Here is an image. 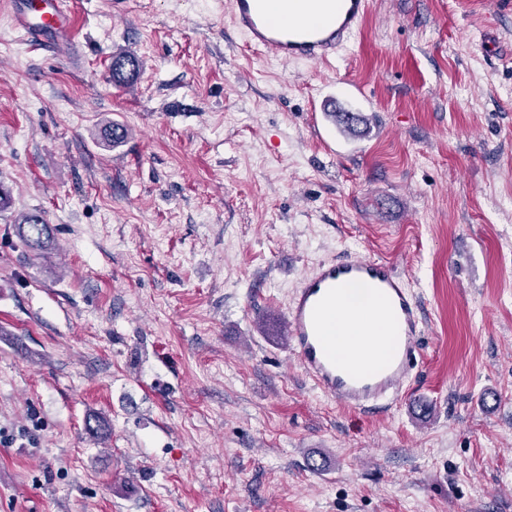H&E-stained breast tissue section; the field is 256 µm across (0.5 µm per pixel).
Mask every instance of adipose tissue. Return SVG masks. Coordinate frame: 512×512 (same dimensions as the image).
<instances>
[{"label":"adipose tissue","mask_w":512,"mask_h":512,"mask_svg":"<svg viewBox=\"0 0 512 512\" xmlns=\"http://www.w3.org/2000/svg\"><path fill=\"white\" fill-rule=\"evenodd\" d=\"M358 306V311L351 314L340 309L327 313L323 318L322 337L337 357L351 356L361 365L376 367L388 356L393 327L374 295L364 294Z\"/></svg>","instance_id":"1"}]
</instances>
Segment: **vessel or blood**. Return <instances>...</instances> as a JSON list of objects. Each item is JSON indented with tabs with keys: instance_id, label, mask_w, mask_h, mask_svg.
<instances>
[{
	"instance_id": "obj_1",
	"label": "vessel or blood",
	"mask_w": 512,
	"mask_h": 512,
	"mask_svg": "<svg viewBox=\"0 0 512 512\" xmlns=\"http://www.w3.org/2000/svg\"><path fill=\"white\" fill-rule=\"evenodd\" d=\"M322 0H282L285 24L274 22L263 0H231V16L251 48L283 62L322 63L335 57L359 30L369 0H337V8L321 24L305 21L306 12ZM16 28L30 41L66 33L71 26L68 0H7ZM371 288L380 292L398 334L393 353L382 368L359 372L336 360L325 348L319 323L335 306L338 288ZM422 317L418 300L394 266L386 261L351 256L324 261L300 282L287 310L286 331L291 352L314 387L345 407L358 411L381 399L398 400L420 356Z\"/></svg>"
}]
</instances>
